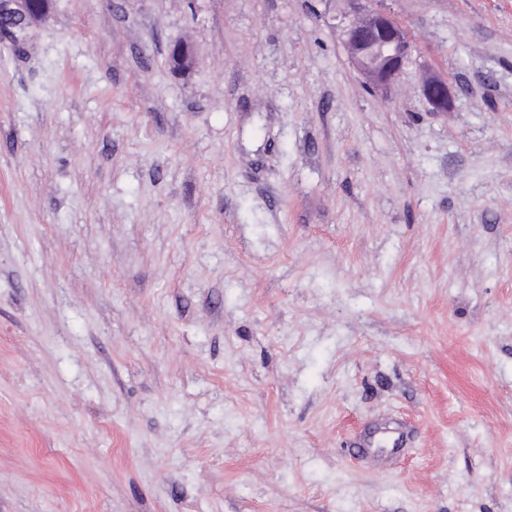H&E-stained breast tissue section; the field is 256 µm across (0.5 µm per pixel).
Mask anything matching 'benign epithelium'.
Returning a JSON list of instances; mask_svg holds the SVG:
<instances>
[{
	"instance_id": "1",
	"label": "benign epithelium",
	"mask_w": 512,
	"mask_h": 512,
	"mask_svg": "<svg viewBox=\"0 0 512 512\" xmlns=\"http://www.w3.org/2000/svg\"><path fill=\"white\" fill-rule=\"evenodd\" d=\"M360 17L346 30L351 59L369 85L376 90L390 86L403 72L411 55V42L405 28L390 11L367 7L366 0H354ZM50 0H0V37L10 40L17 51L27 43L28 33L46 20ZM175 70L185 72L193 64V51L177 44L171 52ZM423 96L436 111L448 108V81L441 76L428 79Z\"/></svg>"
}]
</instances>
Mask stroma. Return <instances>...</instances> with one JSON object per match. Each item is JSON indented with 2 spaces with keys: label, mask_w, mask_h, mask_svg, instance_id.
<instances>
[{
  "label": "stroma",
  "mask_w": 512,
  "mask_h": 512,
  "mask_svg": "<svg viewBox=\"0 0 512 512\" xmlns=\"http://www.w3.org/2000/svg\"><path fill=\"white\" fill-rule=\"evenodd\" d=\"M383 5L375 92L350 0L0 41V512H512V0ZM360 17L346 30L351 59L369 85L376 90L390 86L403 72L411 55L405 28L390 11L366 7L354 0ZM423 96L435 111L446 110L450 98L447 79L441 76L428 79L423 87Z\"/></svg>",
  "instance_id": "stroma-1"
}]
</instances>
